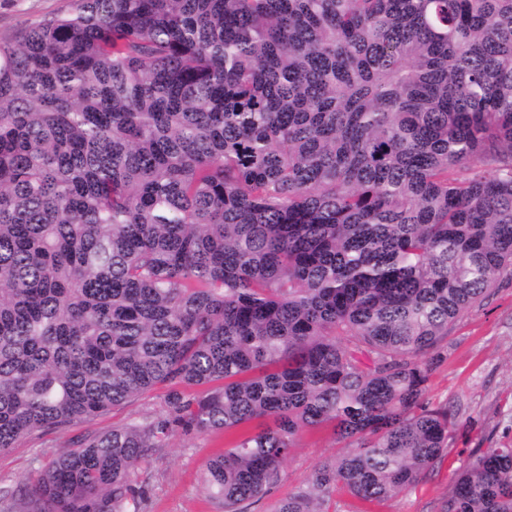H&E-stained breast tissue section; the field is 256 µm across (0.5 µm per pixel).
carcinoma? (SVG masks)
Here are the masks:
<instances>
[{
  "instance_id": "carcinoma-1",
  "label": "carcinoma",
  "mask_w": 512,
  "mask_h": 512,
  "mask_svg": "<svg viewBox=\"0 0 512 512\" xmlns=\"http://www.w3.org/2000/svg\"><path fill=\"white\" fill-rule=\"evenodd\" d=\"M505 272L512 0H72L0 39V452L169 390L0 512H146L135 470L215 430L219 512L323 427L343 448L277 512L391 499L447 448L427 383ZM441 512H512V444Z\"/></svg>"
}]
</instances>
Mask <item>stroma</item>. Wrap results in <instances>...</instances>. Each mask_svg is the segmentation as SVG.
I'll use <instances>...</instances> for the list:
<instances>
[{
	"label": "stroma",
	"instance_id": "1",
	"mask_svg": "<svg viewBox=\"0 0 512 512\" xmlns=\"http://www.w3.org/2000/svg\"><path fill=\"white\" fill-rule=\"evenodd\" d=\"M70 8L71 0H0V36ZM428 398L434 405L448 407L454 416L441 460L413 488L382 505L363 507L340 492L328 502L329 512H439L475 449L512 443V276H501L480 303L449 326L447 351L430 377ZM163 408L162 391H150L106 415L63 431L33 435L0 453V498L19 495L25 477L64 452L72 437L101 432ZM227 441L221 432L173 437L168 448L133 475L134 482L146 485L147 512H217L202 493L203 472L206 461ZM339 447L331 429L302 433L278 483L259 502L244 503V512H273Z\"/></svg>",
	"mask_w": 512,
	"mask_h": 512
}]
</instances>
